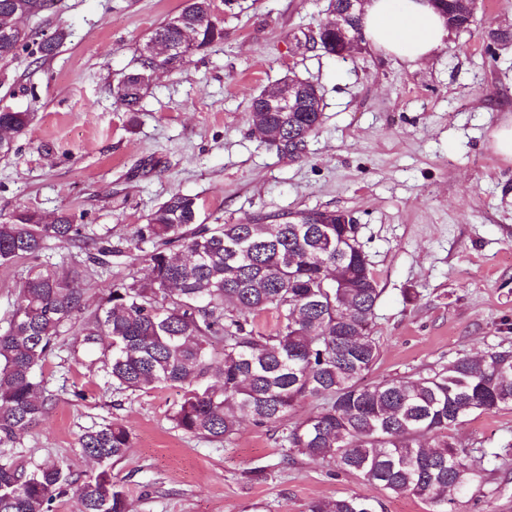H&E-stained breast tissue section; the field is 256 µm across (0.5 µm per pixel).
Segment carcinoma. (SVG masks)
I'll use <instances>...</instances> for the list:
<instances>
[{
  "label": "carcinoma",
  "instance_id": "obj_1",
  "mask_svg": "<svg viewBox=\"0 0 512 512\" xmlns=\"http://www.w3.org/2000/svg\"><path fill=\"white\" fill-rule=\"evenodd\" d=\"M50 0H0V62L22 53L45 63L69 37L19 25ZM328 8L352 35L360 18L347 0ZM448 29H471L472 11L452 3L441 9ZM192 51L224 43V17L216 0H186L142 43L136 67L113 90L125 111H140L149 86L140 75L157 65L168 70L188 60L174 53L155 61L151 44L164 50L187 42ZM307 51L344 58L336 27L295 37ZM306 98L292 112L260 111L250 102L259 142L290 156L301 153L322 123L323 105L304 80ZM31 113L0 110V131L22 133ZM197 198L174 193L137 225L130 239H90L74 217L61 213L43 224L20 210L0 220V264L37 258L50 243L85 254L55 271L30 269L17 307L0 333V512H51L53 501L75 489L80 512H129L112 463L130 447L129 430L111 422L85 429L82 452L100 469L82 481L55 459L27 470L8 449L45 418L51 397L36 378L59 341L92 348L102 341L103 370L116 393L176 387L181 396L171 420L182 433L223 443L242 418L274 426L302 402L316 410L286 429L290 454L332 462L363 483L390 495L425 500L430 512H455L458 495L482 486L512 455L509 448H470L450 431L484 413L512 409V349L460 353L448 366L414 376L366 382L381 352L373 319L381 290L358 240L356 224L336 223L333 209L256 214L234 224L199 223ZM136 249L148 274L112 281L91 306L83 281L112 255ZM276 314L272 331L256 319ZM381 501L350 495L314 500L308 512H378Z\"/></svg>",
  "mask_w": 512,
  "mask_h": 512
}]
</instances>
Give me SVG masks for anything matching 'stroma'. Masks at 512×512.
Returning <instances> with one entry per match:
<instances>
[{
  "label": "stroma",
  "instance_id": "35a3bbf8",
  "mask_svg": "<svg viewBox=\"0 0 512 512\" xmlns=\"http://www.w3.org/2000/svg\"><path fill=\"white\" fill-rule=\"evenodd\" d=\"M185 0H53L31 18L70 36L59 54L0 64V109L34 118L0 154V217L25 209L42 221L74 215L92 238L129 237L170 194L196 197L206 224L259 213L336 209L359 226L381 289L372 379L447 365L462 352L512 349V162L491 147L512 119V0H478L473 34H450L421 64L361 45L346 60L299 49V31L328 19V0H237L222 45L160 73L130 114L112 90L137 49ZM319 86L323 120L297 157L261 145L250 99L286 76ZM52 245L38 259L0 265V332L29 268L53 270L75 254ZM41 377L48 415L11 455L48 458L74 476L96 470L78 437L118 421L131 446L112 466L131 512H307L315 499L374 495L335 466L289 456L282 431L243 422L230 442L187 436L170 419L177 391L113 392L92 355L63 346ZM83 390L84 398L73 395ZM473 448L512 443V409L458 425ZM379 495V494H376ZM384 512H429L411 495H379ZM458 512H512V460Z\"/></svg>",
  "mask_w": 512,
  "mask_h": 512
}]
</instances>
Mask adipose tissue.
<instances>
[{"mask_svg": "<svg viewBox=\"0 0 512 512\" xmlns=\"http://www.w3.org/2000/svg\"><path fill=\"white\" fill-rule=\"evenodd\" d=\"M362 25L371 46L414 64L427 61L449 36L428 0H366Z\"/></svg>", "mask_w": 512, "mask_h": 512, "instance_id": "1", "label": "adipose tissue"}]
</instances>
